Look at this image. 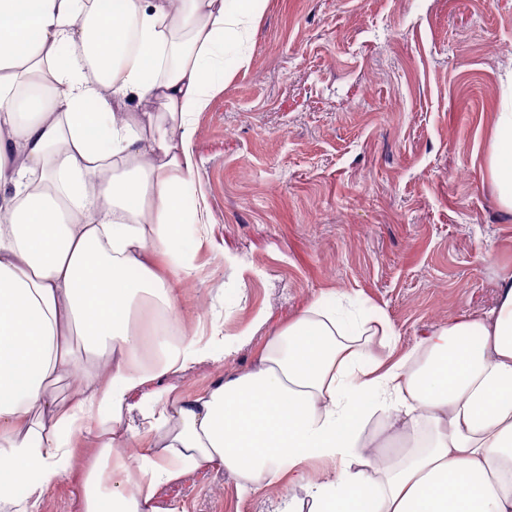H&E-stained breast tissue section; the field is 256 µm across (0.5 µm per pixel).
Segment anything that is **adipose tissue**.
<instances>
[{"mask_svg": "<svg viewBox=\"0 0 512 512\" xmlns=\"http://www.w3.org/2000/svg\"><path fill=\"white\" fill-rule=\"evenodd\" d=\"M266 2L0 0V512H35L77 467L81 512H183L158 490L210 469L244 495L288 480L304 496L280 512H512V278L487 314L403 350L323 293L253 370L178 405L160 384L237 348L215 329L170 340L160 317L194 272L188 225L209 221L187 196L194 116ZM491 173L512 209V112ZM377 415L405 440L382 463L364 441Z\"/></svg>", "mask_w": 512, "mask_h": 512, "instance_id": "obj_1", "label": "adipose tissue"}]
</instances>
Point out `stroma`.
<instances>
[{
    "label": "stroma",
    "mask_w": 512,
    "mask_h": 512,
    "mask_svg": "<svg viewBox=\"0 0 512 512\" xmlns=\"http://www.w3.org/2000/svg\"><path fill=\"white\" fill-rule=\"evenodd\" d=\"M246 56L238 64V56ZM196 117L210 222L175 285L177 325L249 342L164 378L175 401L252 370L323 292L357 296L403 347L480 316L512 275V211L490 157L512 106V0H268ZM228 471L161 487L184 512H276L287 481L242 496Z\"/></svg>",
    "instance_id": "35a3bbf8"
}]
</instances>
